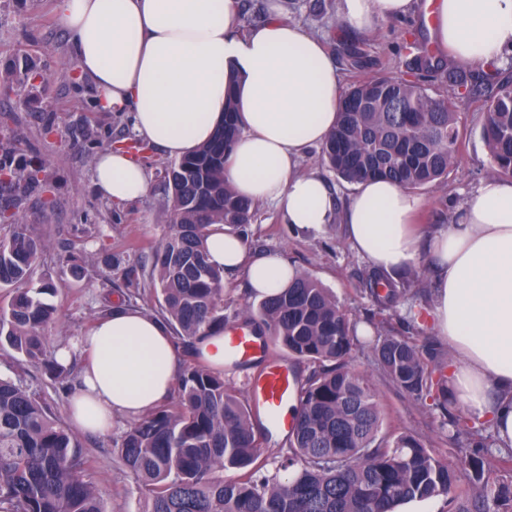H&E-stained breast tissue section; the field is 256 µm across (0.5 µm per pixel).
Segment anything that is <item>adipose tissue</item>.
Returning a JSON list of instances; mask_svg holds the SVG:
<instances>
[{
  "instance_id": "1",
  "label": "adipose tissue",
  "mask_w": 512,
  "mask_h": 512,
  "mask_svg": "<svg viewBox=\"0 0 512 512\" xmlns=\"http://www.w3.org/2000/svg\"><path fill=\"white\" fill-rule=\"evenodd\" d=\"M414 0H340L348 27L375 32L408 15ZM435 52L461 65L497 63L512 51V0H433ZM83 74L103 109L127 112L138 138L179 158L207 142L234 100L241 133L224 165L239 196L268 203L285 223L322 233L334 203L323 178L298 171L301 158L334 128L341 86L323 42L283 18L268 0V19L244 27L237 0H57ZM99 193L121 207L143 199L150 176L127 148L93 161ZM422 202L395 184L358 182L343 221L358 254L381 272L412 268L422 249L435 259L433 323L452 352L448 395L479 421L496 444L512 449V180L484 179L456 224L422 238L414 224ZM210 264L244 272L255 297L279 294L297 270L278 253L254 255L242 237L213 225L205 239ZM82 358L67 412L81 429L107 433L113 415L139 419L168 400L178 349L167 325L116 304L59 361Z\"/></svg>"
}]
</instances>
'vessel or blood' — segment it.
<instances>
[{
    "mask_svg": "<svg viewBox=\"0 0 512 512\" xmlns=\"http://www.w3.org/2000/svg\"><path fill=\"white\" fill-rule=\"evenodd\" d=\"M267 347V340L249 328L241 326L224 331V356L237 363L257 359L265 354ZM249 394L252 406L262 413L268 430L288 432L292 420L284 415L283 410L298 405L300 391L286 360L267 364L258 376L250 380Z\"/></svg>",
    "mask_w": 512,
    "mask_h": 512,
    "instance_id": "vessel-or-blood-1",
    "label": "vessel or blood"
}]
</instances>
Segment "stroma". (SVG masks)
I'll use <instances>...</instances> for the list:
<instances>
[{"instance_id":"35a3bbf8","label":"stroma","mask_w":512,"mask_h":512,"mask_svg":"<svg viewBox=\"0 0 512 512\" xmlns=\"http://www.w3.org/2000/svg\"><path fill=\"white\" fill-rule=\"evenodd\" d=\"M338 6L339 0H283L281 11L324 39L343 85L365 76L350 65L349 50L354 46L366 50L382 72L405 75L404 54L349 31ZM1 81L9 88L0 89V163L36 170L37 182L23 190L0 183V210L34 225L47 243L35 277L59 284L47 297L57 316L49 333L50 350L72 345L97 317L111 310L115 300L156 313L149 272L169 218L161 175L169 158L158 147L141 144L139 156L151 179L148 194L139 201L118 208L98 193L92 179L94 157L115 144L133 142L135 134L128 113L101 108L95 84L80 71L55 0H0ZM482 123L480 103L461 108L464 134L459 164L445 183L420 194L423 206L417 222L424 232L456 223L464 203L489 174L492 162L482 139ZM244 233L251 252L283 254L301 274L326 288L357 325L370 328V336L359 337L348 365L375 387L386 430L419 437L457 468L461 488L473 486L469 458L476 454L499 475L512 476V462L506 461L504 449L492 445L477 450L466 436H454L449 418L463 415L460 404L447 412L431 399L408 395L391 382L377 360L375 344L380 335L408 334L421 344L448 346L429 320L435 265L429 252H422L414 267L422 282L411 283L398 306L383 311L363 286L370 264L351 247L340 220H333L321 234L306 235L285 224L272 206L261 205ZM80 367V358H73L69 373L56 377L11 349H0V376L21 382L62 419ZM129 425L128 419L118 416L111 433L77 434L96 463L95 482L108 512L148 508L113 446Z\"/></svg>"}]
</instances>
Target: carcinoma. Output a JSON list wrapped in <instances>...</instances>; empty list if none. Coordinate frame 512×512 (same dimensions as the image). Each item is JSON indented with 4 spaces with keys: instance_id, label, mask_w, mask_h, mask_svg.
Here are the masks:
<instances>
[{
    "instance_id": "cac0c4a2",
    "label": "carcinoma",
    "mask_w": 512,
    "mask_h": 512,
    "mask_svg": "<svg viewBox=\"0 0 512 512\" xmlns=\"http://www.w3.org/2000/svg\"><path fill=\"white\" fill-rule=\"evenodd\" d=\"M403 49L411 78L374 72L345 92L322 157L339 178L356 183L386 179L414 192L440 184L458 165L461 130L448 96L465 101L487 87L482 134L497 174H512V78L481 68L448 66L415 40ZM441 84L430 89L421 78ZM233 102L211 141L164 168L171 192L169 224L156 250L150 279L160 310L185 351L224 329V272L208 262L210 227L234 230L250 222L252 203L224 179V164L239 135ZM45 242L31 224L15 222L0 239V288L13 297L0 308V348L8 346L55 376L68 369L47 350L55 308L44 296L53 281L33 282ZM365 286L383 308L402 292L380 273ZM245 320L258 335L312 365L301 387L288 447L279 449L286 476L265 474L267 457L247 399L204 366L176 378L172 397L135 421L115 442L127 473L149 503L148 512H396L401 504L446 496L455 512H500L512 502V484L470 465L482 492L460 488L456 469L415 435L382 433L383 419L370 383L347 368L355 323L315 280L300 276L278 295L261 300ZM375 352L395 386L447 409L445 376L431 366L434 344L408 336H381ZM455 435L475 447L481 430L454 417ZM94 464L49 405L23 384L0 377V512H107L94 483Z\"/></svg>"
}]
</instances>
